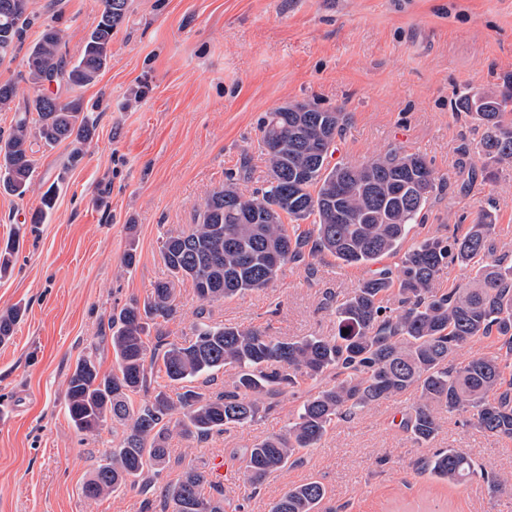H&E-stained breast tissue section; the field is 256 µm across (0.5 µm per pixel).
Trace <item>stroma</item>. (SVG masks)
<instances>
[{"mask_svg": "<svg viewBox=\"0 0 512 512\" xmlns=\"http://www.w3.org/2000/svg\"><path fill=\"white\" fill-rule=\"evenodd\" d=\"M102 0H30L31 23L0 82L31 96L25 60L45 26L62 36L76 61ZM512 78V0H130L112 37V58L78 90L55 81L44 90L81 97L95 112V136L76 167L63 142L35 155L32 189L0 192V244L25 237L11 271L0 277V313L27 312L0 344V512H141L135 488L89 499L83 487L105 450L118 447L111 427L77 432L66 412L67 380L94 354L101 372L115 360L108 328L113 309L144 299L168 272L163 237L188 230L199 204L225 183L245 195L265 187L259 122L289 103L317 102L348 112L335 160L360 164L391 150L420 153L444 184L409 235L463 234L477 213L496 217L497 255L512 259V164L486 171L473 147L480 131L455 112L465 91ZM57 184L41 223L31 217ZM135 251L136 263L124 255ZM369 266L333 257L282 267L259 292L202 304L191 281L176 285L165 339L184 343L200 319L259 327L282 339L333 336L335 308ZM300 377L255 421L204 440L173 436L171 462L158 486L187 469L209 476L223 461L224 512H270L288 487L320 481L327 506L344 512H512V485L481 478L435 482L422 462L440 448H462L512 478V438L485 432L464 412H441L440 429L416 443L398 426L416 390L369 406L331 426L302 464L270 475L260 488L244 477V452L283 430L300 401L323 387Z\"/></svg>", "mask_w": 512, "mask_h": 512, "instance_id": "35a3bbf8", "label": "stroma"}]
</instances>
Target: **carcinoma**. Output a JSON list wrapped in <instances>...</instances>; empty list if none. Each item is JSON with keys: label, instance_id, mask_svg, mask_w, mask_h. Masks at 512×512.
Wrapping results in <instances>:
<instances>
[{"label": "carcinoma", "instance_id": "cac0c4a2", "mask_svg": "<svg viewBox=\"0 0 512 512\" xmlns=\"http://www.w3.org/2000/svg\"><path fill=\"white\" fill-rule=\"evenodd\" d=\"M30 0H0V63L13 54L30 24ZM129 0H104L100 18L82 54L66 67L62 37L45 28L30 48L27 80L35 94L0 138V190L23 196L32 187L34 146L63 141L79 145L94 135L93 112L75 96L62 100L41 92L57 79L70 89L93 83L112 57V35L124 21ZM12 82L0 83V110L17 98ZM455 108L483 129L476 154L486 165L512 164V82L494 90L464 92ZM36 113L31 120L29 115ZM348 113L301 102L293 109L266 113L259 147L269 164L267 186L245 196L230 182L197 209L189 230L170 234L160 254L169 278L155 283L147 300L112 312L109 329L116 370L100 374L88 354L68 378L67 414L74 428L93 434L107 422L123 426L119 447L104 455L83 487L98 498L127 485L146 495L170 463L173 433L203 439L256 419L272 409L270 399L304 374L330 378L302 401L288 426L256 443L247 453L249 484L257 488L271 474L301 462L299 453L315 447L332 424L366 407L393 399L410 388L419 401L401 419L417 441H430L440 428L438 410L470 414L476 427L512 438V382L497 354L474 355L459 366L449 357L481 339L507 345L512 354V264L493 258L496 218L480 213L465 233L425 237L404 253L400 244L421 222L439 179L424 156L390 151L362 164H330L336 137ZM57 184L43 192L41 222L54 205ZM294 222L286 227L282 217ZM313 218L312 228L298 221ZM328 255L343 265L375 263L400 256L397 271L382 268L336 304L337 334L280 339L255 327L201 321L187 343L150 344V328L175 312V283L189 280L203 303L264 290L281 267ZM471 270L468 281L444 293L433 287L448 263ZM395 293L398 307L382 304ZM26 309L0 314V343L8 341ZM347 329L349 333L342 334ZM236 369L233 389L201 392L226 366ZM162 371L181 385L176 396L156 390L135 407L131 396L147 393ZM430 475L460 484L476 470L461 448L436 452L423 466ZM205 476L183 472L165 487L172 512H224L223 501L203 492ZM326 488L313 480L290 487L271 512H319Z\"/></svg>", "mask_w": 512, "mask_h": 512}]
</instances>
